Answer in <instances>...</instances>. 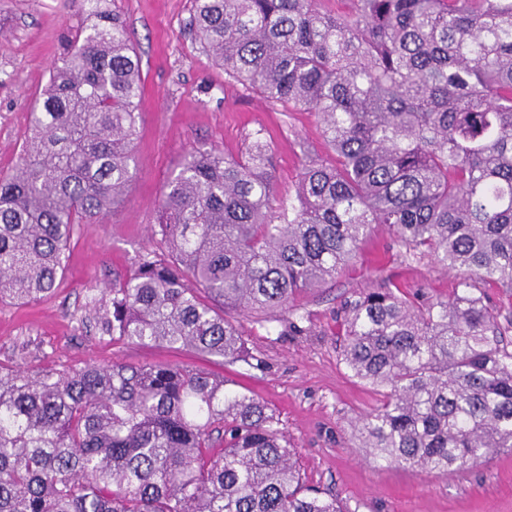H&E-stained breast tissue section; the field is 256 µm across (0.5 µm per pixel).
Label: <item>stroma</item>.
Segmentation results:
<instances>
[{
	"instance_id": "obj_1",
	"label": "stroma",
	"mask_w": 512,
	"mask_h": 512,
	"mask_svg": "<svg viewBox=\"0 0 512 512\" xmlns=\"http://www.w3.org/2000/svg\"><path fill=\"white\" fill-rule=\"evenodd\" d=\"M110 6L141 58L132 180L101 223L73 235L66 272L50 297L0 302V366L55 372L88 363L178 364L266 403L307 485L336 497L344 512H512V448L445 477L376 463L362 446L358 421L378 395L341 359L337 308L383 285L422 299L448 296L457 284L433 258L405 259L385 226H374L335 278L298 293L290 308L230 313L246 342L244 362L115 341L82 324L92 300H107L113 279L156 249V203L193 149L216 147L237 157L254 130H263L283 197L294 192L305 161L334 159L310 113L270 105L227 82L189 26V0H111ZM83 25L79 0H0V172L12 171L31 104Z\"/></svg>"
}]
</instances>
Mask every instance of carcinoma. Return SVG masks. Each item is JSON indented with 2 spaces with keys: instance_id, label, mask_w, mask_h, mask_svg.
I'll list each match as a JSON object with an SVG mask.
<instances>
[{
  "instance_id": "obj_1",
  "label": "carcinoma",
  "mask_w": 512,
  "mask_h": 512,
  "mask_svg": "<svg viewBox=\"0 0 512 512\" xmlns=\"http://www.w3.org/2000/svg\"><path fill=\"white\" fill-rule=\"evenodd\" d=\"M326 2L190 0L227 79L314 113L335 162L304 163L284 203L262 131L242 156L192 152L157 202L162 252L112 282L94 323L114 340L243 360L225 311L287 306L383 224L405 258L460 280L423 302L385 286L341 306L342 360L382 396L361 419L363 447L448 476L512 448V353L477 295L512 293V0ZM81 6L85 26L0 173V301L50 295L74 233L130 185L141 61L107 0ZM278 424L179 365L1 369L0 512H342L303 483Z\"/></svg>"
}]
</instances>
